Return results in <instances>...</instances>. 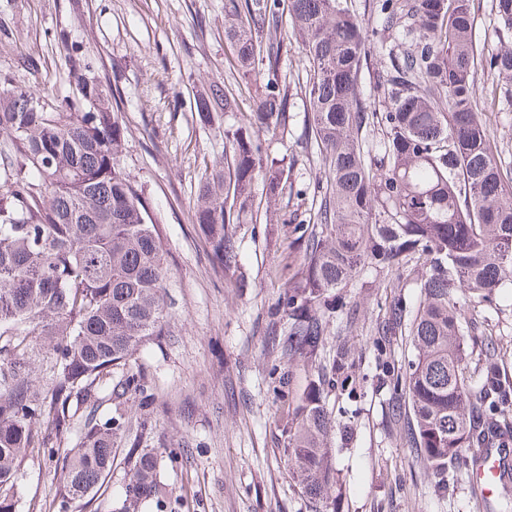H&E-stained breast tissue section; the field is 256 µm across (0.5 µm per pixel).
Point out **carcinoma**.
I'll return each instance as SVG.
<instances>
[{
	"mask_svg": "<svg viewBox=\"0 0 512 512\" xmlns=\"http://www.w3.org/2000/svg\"><path fill=\"white\" fill-rule=\"evenodd\" d=\"M492 9L501 35L487 51L475 35L476 0H374L370 31L347 0H288L309 66L306 136L327 167L328 188L298 246L288 244L295 272L277 304L288 316L285 343L298 358L318 351L336 314L328 298L381 275L416 272L414 317L405 324L394 311L387 330L410 337L414 358L403 384L410 438L441 473L461 448L512 447V383L493 346L470 374L464 317L468 304L512 295V165L491 144L478 79L483 64L500 83L491 100L512 98V0H493ZM282 29L280 0H224L232 67L254 86L257 106L224 131L229 161L200 180L194 202L221 272L237 256L225 225L254 218L288 188L283 160L261 141L286 127ZM372 33L408 49L388 50L389 64L366 97L359 84ZM86 76L73 55L69 77L88 111L26 112L30 93H0V135L12 144L0 173V512H20L10 490L25 459L41 452L63 459L58 512L94 499L124 432L119 401L145 388L131 363L166 335L163 227L116 161L124 139L120 91L109 100ZM236 108L232 91L217 82L193 101L202 123ZM34 338L51 354L46 389L31 376ZM344 366L340 351L329 371L309 380L284 429L290 476L318 500L334 479L322 395ZM106 389L115 410L86 418L69 447L74 418L99 406ZM127 455L121 512H142L150 500L161 507L162 452L133 443Z\"/></svg>",
	"mask_w": 512,
	"mask_h": 512,
	"instance_id": "carcinoma-1",
	"label": "carcinoma"
}]
</instances>
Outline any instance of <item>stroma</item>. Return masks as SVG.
Listing matches in <instances>:
<instances>
[{
    "instance_id": "35a3bbf8",
    "label": "stroma",
    "mask_w": 512,
    "mask_h": 512,
    "mask_svg": "<svg viewBox=\"0 0 512 512\" xmlns=\"http://www.w3.org/2000/svg\"><path fill=\"white\" fill-rule=\"evenodd\" d=\"M62 32L67 41L59 40ZM75 53L104 92L122 94L120 164L164 225L168 252V334L162 348L138 356L147 393L126 396L108 488L83 512L120 506L130 468L125 450L134 442L171 455L163 512H481L467 469L471 449H460L439 475L396 419L404 400L397 378L413 351L400 333H383L382 323L396 306L413 315V273L395 288L380 277L342 290L351 319H333L322 349L304 365L289 362L285 328L272 324L292 275L288 244L326 181L318 150L304 140L308 64L294 37H285L280 57L288 134L263 142L287 166L292 194L267 218L226 225L238 265L222 274L193 220V203L201 176L224 159L225 128L254 108L252 90L240 87L230 65L224 0H0V90L20 87L56 106L77 104L68 80ZM216 81L238 87L240 109L204 125L193 98ZM497 300L503 321L495 328L486 305L466 307L469 345L478 352L494 343L501 372L512 380V297ZM340 350L349 368L323 396L336 480L318 502L288 473L282 428L291 393ZM61 488L58 462L37 454L16 493L34 512H55Z\"/></svg>"
}]
</instances>
